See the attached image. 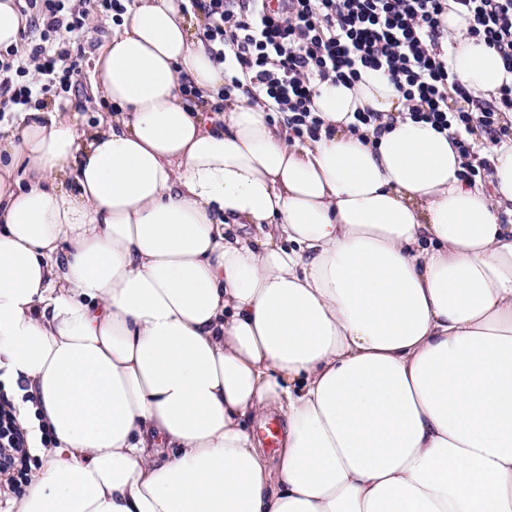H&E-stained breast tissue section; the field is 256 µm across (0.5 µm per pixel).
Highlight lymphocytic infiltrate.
<instances>
[{
  "label": "lymphocytic infiltrate",
  "mask_w": 512,
  "mask_h": 512,
  "mask_svg": "<svg viewBox=\"0 0 512 512\" xmlns=\"http://www.w3.org/2000/svg\"><path fill=\"white\" fill-rule=\"evenodd\" d=\"M449 0H188L203 12V37L215 62L233 61L250 74L251 98L285 115L296 137H318L312 111L315 80L359 79L382 72L403 94L409 115L448 130L464 158L460 176L489 180V161L472 164L474 130L490 142L512 136L501 115L512 112V83L495 103L477 100L448 70L440 17ZM472 17L471 37L496 51L512 73V0H456ZM26 18L19 45L0 50V119L48 94L70 92L86 53L91 19L121 14V0H17ZM28 436L0 391V492L24 476Z\"/></svg>",
  "instance_id": "1"
}]
</instances>
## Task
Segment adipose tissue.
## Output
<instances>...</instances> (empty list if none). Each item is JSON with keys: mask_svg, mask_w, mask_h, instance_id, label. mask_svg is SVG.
I'll return each mask as SVG.
<instances>
[{"mask_svg": "<svg viewBox=\"0 0 512 512\" xmlns=\"http://www.w3.org/2000/svg\"><path fill=\"white\" fill-rule=\"evenodd\" d=\"M181 3L113 23L97 125L0 120V388L33 459L6 512H512V140L473 134L492 181L462 180L373 70L317 83L315 140L240 91L213 111ZM442 20L494 100L501 58Z\"/></svg>", "mask_w": 512, "mask_h": 512, "instance_id": "obj_1", "label": "adipose tissue"}]
</instances>
